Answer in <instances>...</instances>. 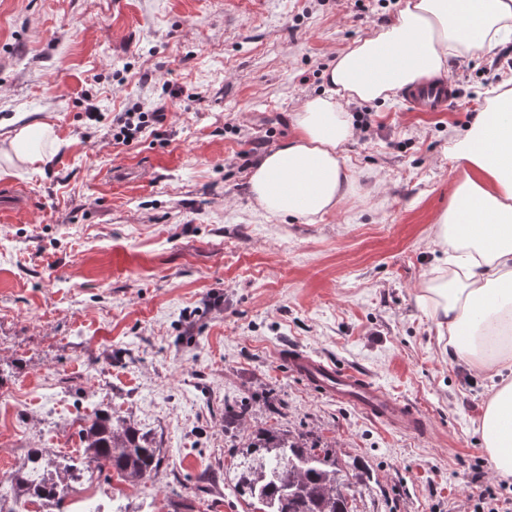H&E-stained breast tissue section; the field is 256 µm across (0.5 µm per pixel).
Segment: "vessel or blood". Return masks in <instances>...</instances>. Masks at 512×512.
Instances as JSON below:
<instances>
[{"label":"vessel or blood","mask_w":512,"mask_h":512,"mask_svg":"<svg viewBox=\"0 0 512 512\" xmlns=\"http://www.w3.org/2000/svg\"><path fill=\"white\" fill-rule=\"evenodd\" d=\"M453 94L452 84L425 81L409 93L408 100L415 111L441 112L447 108ZM290 361L321 392H330L339 399L363 406L371 415L397 424L403 430L417 432L427 428L426 421L408 405L393 401L364 377L302 354L291 355Z\"/></svg>","instance_id":"vessel-or-blood-1"}]
</instances>
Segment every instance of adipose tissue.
<instances>
[{
	"label": "adipose tissue",
	"mask_w": 512,
	"mask_h": 512,
	"mask_svg": "<svg viewBox=\"0 0 512 512\" xmlns=\"http://www.w3.org/2000/svg\"><path fill=\"white\" fill-rule=\"evenodd\" d=\"M512 34V0H404L396 16L337 54L325 94L294 112V133L265 153L249 192L266 219L307 220L346 200L355 171L345 146L348 108L389 100L422 79H444L450 59L494 52ZM52 128L28 124L0 140V177L43 162ZM448 161L460 178L434 229L447 267L422 280L416 299L448 331V352L494 378L478 422L496 475L512 477V88L498 92L459 136Z\"/></svg>",
	"instance_id": "ef3b65f1"
}]
</instances>
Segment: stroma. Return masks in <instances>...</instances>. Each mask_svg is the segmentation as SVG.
Here are the masks:
<instances>
[{
	"mask_svg": "<svg viewBox=\"0 0 512 512\" xmlns=\"http://www.w3.org/2000/svg\"><path fill=\"white\" fill-rule=\"evenodd\" d=\"M400 6L0 0V140L36 122L54 138L49 161L0 178L26 203L0 214V477L28 448L78 459L82 418L108 409L154 439L161 467L135 485L87 473L71 512H251L233 469L271 427L356 463V512H473L487 489L512 501L476 432L490 382L449 358L415 299L446 264L432 225L459 178L448 138L485 106L492 56L451 64L445 111L352 106L372 125L346 146L359 188L338 210L269 221L248 192L336 55ZM135 107L164 110V136L115 143ZM291 349L368 375L428 432L316 393Z\"/></svg>",
	"mask_w": 512,
	"mask_h": 512,
	"instance_id": "35a3bbf8",
	"label": "stroma"
}]
</instances>
